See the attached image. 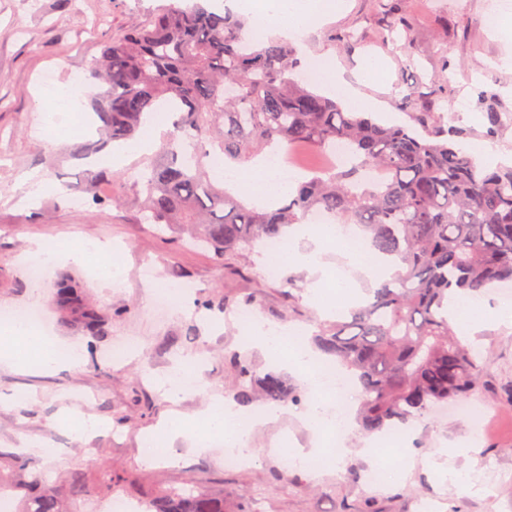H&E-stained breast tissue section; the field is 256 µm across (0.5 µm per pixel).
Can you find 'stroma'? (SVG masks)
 Segmentation results:
<instances>
[{
  "mask_svg": "<svg viewBox=\"0 0 512 512\" xmlns=\"http://www.w3.org/2000/svg\"><path fill=\"white\" fill-rule=\"evenodd\" d=\"M500 0H344L345 9L305 33L297 42L303 65L331 56L342 68L346 82L366 97L383 102L375 117L387 122L409 116L400 102L419 86L445 88L449 101L464 107L444 126L462 132L466 146L489 145L512 153V9H499ZM159 0H0V307H42L46 334L54 341H80L87 362L79 369L63 367L52 373L37 369L0 368V478L5 483L28 482L41 474L62 501L66 512H96L112 488L99 480L91 461L100 459L130 483L134 493L161 498L166 491L200 486L224 501V512L241 507H261L262 512H414L420 497L432 500L438 512H512V321L496 313L512 284L486 292L485 318L468 331L470 340L482 344L489 365L473 402L493 410L484 436L474 437L473 426L459 417L432 416L413 422L412 441L398 462L397 476L383 486L363 488L355 471L371 463L363 449L368 439L358 425L345 429V449L329 459L319 473L295 466L284 467L277 453L288 444L311 446L323 438L306 414L319 392L297 371L272 361L247 342L246 329L233 318L234 309L252 308L259 317L302 330L301 349H310L313 320L317 315L306 287L307 270L283 268L277 280L263 277V259L250 251L223 261L212 252L185 248L172 234H159L135 219L133 187L150 155L133 158L112 179L100 182L94 194L84 187L90 156L101 137L97 131V94L103 85L92 68L103 45L144 24ZM500 10L501 23L490 29L487 11ZM410 18L409 45L382 37L385 11ZM360 34L356 43L343 40L345 32ZM384 59V79L364 81L367 58ZM55 70L57 81L70 83L73 73L89 80L93 93L84 115L86 136L71 137L54 146L42 135L41 117L55 106V90L44 88L40 76ZM501 113L504 123L489 130L487 115ZM44 174L55 186L36 205L21 201L18 184L30 171ZM82 205H74L73 197ZM87 239L112 242L125 257L122 285H113L98 269L59 264L48 270L43 283L25 275L24 252L31 239ZM157 267V279L139 283L140 260ZM80 283L110 319L108 336H79L61 322L50 307L52 286L61 274ZM298 278L297 291H288L282 279ZM191 284L193 294L164 326L151 321V301L158 286ZM230 302V311L215 315L200 303L212 292ZM137 329L144 353L121 363L101 358L125 331ZM235 350L252 364L256 376L270 370L284 373L300 394L280 419L254 427L251 446L256 454L247 468L224 464L222 448L197 454L190 440L178 438L171 446L172 461L146 463L144 438L164 418L193 415L213 395L232 397L239 383L224 360ZM196 359L208 390L186 395L179 403L168 401L154 380L173 362ZM95 417L98 432L79 438L63 421L64 415ZM30 443L48 444L35 455L29 470L14 468ZM448 451V462L468 483L442 480L427 461L437 449ZM79 479L93 498L84 500L67 492L65 481Z\"/></svg>",
  "mask_w": 512,
  "mask_h": 512,
  "instance_id": "35a3bbf8",
  "label": "stroma"
}]
</instances>
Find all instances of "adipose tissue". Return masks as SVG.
Instances as JSON below:
<instances>
[{
	"label": "adipose tissue",
	"mask_w": 512,
	"mask_h": 512,
	"mask_svg": "<svg viewBox=\"0 0 512 512\" xmlns=\"http://www.w3.org/2000/svg\"><path fill=\"white\" fill-rule=\"evenodd\" d=\"M270 24L253 29L258 38L276 36L287 38L301 33L312 26L323 23L331 15L338 13L342 0H264ZM170 127L167 113L151 112L146 116L143 135L133 141L113 142L89 160L93 166L121 168L134 154L149 152L163 132ZM224 182L230 189L242 195L272 206L278 203L284 193L295 190L296 181H283L278 168L267 159H260L241 166H230L224 170ZM315 238L317 245L304 250L299 246L306 238ZM334 244L346 266L372 275L388 274L390 264L373 256L354 250L349 240L337 235L336 227L324 225L318 231H311L309 225L296 224L288 230V249L282 257L284 266L308 268L313 280L309 286L310 300L320 314L330 315L336 310L335 297L350 294L354 288L351 280L345 277L336 281L335 296H327L323 291V278L327 265L323 260V244ZM29 254L43 256L48 265L71 263L78 266H111L113 276H120V266L112 265V248L105 242H92L85 247L75 246L70 240L59 238L51 242L35 241L28 249ZM85 356L77 343H52L41 336L28 322L18 319L0 329V364L14 369L28 367L36 363L45 371L56 370L61 364L78 366ZM243 413L233 400L217 396L207 406L186 418L161 423L151 442H159L167 437L193 434L195 430L221 436L226 449L253 457L250 446V430L242 423Z\"/></svg>",
	"instance_id": "1"
}]
</instances>
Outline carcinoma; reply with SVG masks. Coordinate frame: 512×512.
I'll return each mask as SVG.
<instances>
[{
    "label": "carcinoma",
    "mask_w": 512,
    "mask_h": 512,
    "mask_svg": "<svg viewBox=\"0 0 512 512\" xmlns=\"http://www.w3.org/2000/svg\"><path fill=\"white\" fill-rule=\"evenodd\" d=\"M241 18L201 0L155 10L148 23L105 46L93 68L107 89L97 102L110 141L132 140L158 105L177 113L174 133L137 185L138 220L168 230L221 260L268 240L324 210L357 224L369 249L397 267L344 320L319 326L320 350L336 359L365 397L356 422L367 434L390 433L461 402L478 388L483 354L448 321V298L473 296L512 281V167L478 173L459 132L429 130L443 115L415 111L414 124L382 126L314 91L298 71L296 47L246 31ZM343 143L348 166L315 174L288 201L257 208L232 198L207 158L247 163L272 147ZM368 170L381 177L368 181ZM53 307L84 335L108 334L109 321L67 274ZM238 372L234 400L259 395L266 405L297 397L288 378L269 372L254 386L239 353L224 356ZM16 512H62L52 493L24 484ZM154 512H224L200 487L168 492Z\"/></svg>",
    "instance_id": "obj_1"
}]
</instances>
